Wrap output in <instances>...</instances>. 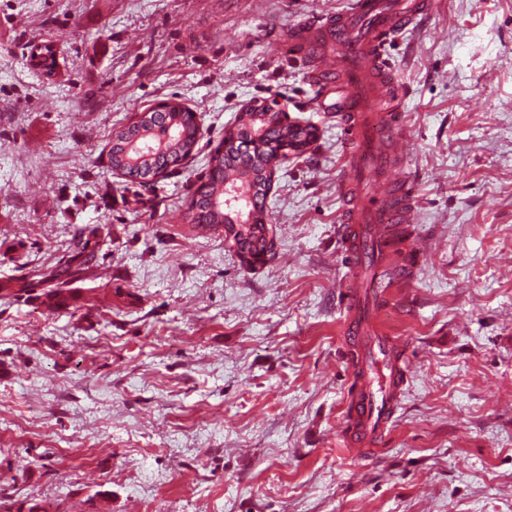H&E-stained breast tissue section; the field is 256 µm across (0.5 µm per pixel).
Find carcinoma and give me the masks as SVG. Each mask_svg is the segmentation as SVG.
Masks as SVG:
<instances>
[{
	"instance_id": "carcinoma-1",
	"label": "carcinoma",
	"mask_w": 512,
	"mask_h": 512,
	"mask_svg": "<svg viewBox=\"0 0 512 512\" xmlns=\"http://www.w3.org/2000/svg\"><path fill=\"white\" fill-rule=\"evenodd\" d=\"M248 122L242 124L237 136H229V141L243 139L253 130L262 135V146L252 147L251 152H241L229 147L224 153H216L209 159L207 181L201 184L195 197L190 201L186 219L188 223L202 228L224 230L226 224H239L242 209L253 217V223L240 224L242 233L247 238L262 242L257 251L261 256H275L276 227L266 210V180L274 171V163L279 158V151L284 147L299 149L308 145L314 138L309 127H292L279 121L277 113L249 112ZM138 136V141L128 154V160L120 161L115 154H110V162L130 181L147 177L151 172L165 173L177 163L183 162L193 152L197 137L196 121L190 112H170L159 115L150 123H142L131 129ZM165 143V150H158L160 143ZM251 188L253 193L243 202V208L225 204V191L232 187ZM95 230L80 232L75 244L71 262L39 279V283H51L53 288L43 292L52 307L68 305L67 279L77 277L85 272L86 262L72 264L84 252L91 248ZM16 477L12 476L0 484V512H37L36 501L19 500L14 495Z\"/></svg>"
}]
</instances>
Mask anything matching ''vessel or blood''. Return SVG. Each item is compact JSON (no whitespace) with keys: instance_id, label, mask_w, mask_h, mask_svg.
<instances>
[{"instance_id":"vessel-or-blood-1","label":"vessel or blood","mask_w":512,"mask_h":512,"mask_svg":"<svg viewBox=\"0 0 512 512\" xmlns=\"http://www.w3.org/2000/svg\"><path fill=\"white\" fill-rule=\"evenodd\" d=\"M426 0H349L348 7L323 21H309L294 30L291 47L318 49L317 74L321 79H341L350 88L349 96L336 110L348 130L345 187L357 192L369 173L386 160L377 150L382 137H391L403 148L399 91L395 69L386 53L398 36L426 11ZM373 71L377 87L387 88L390 105L385 121L375 120V97L365 86L366 71ZM369 207L343 213L340 235L348 257L342 294L343 333L349 350L360 351L365 333H373L378 346L354 361L347 391L346 424L343 440L352 453L372 454L381 444L395 418L404 377L402 349L386 337L380 315L399 289L412 281L410 270L376 282L374 303L364 301L366 290L360 276L366 250L395 254L400 245L383 237V224H410L414 221L411 190L404 177L388 175L377 180Z\"/></svg>"}]
</instances>
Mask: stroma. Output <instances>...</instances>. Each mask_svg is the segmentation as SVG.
Returning a JSON list of instances; mask_svg holds the SVG:
<instances>
[{
    "instance_id": "stroma-1",
    "label": "stroma",
    "mask_w": 512,
    "mask_h": 512,
    "mask_svg": "<svg viewBox=\"0 0 512 512\" xmlns=\"http://www.w3.org/2000/svg\"><path fill=\"white\" fill-rule=\"evenodd\" d=\"M347 0H0V476L65 512H512V0H433L390 47L422 256L384 328L407 381L380 453L340 433L351 380L337 232L347 132L289 31ZM196 112L195 151L132 184L135 112ZM280 157L274 258L188 224L254 106ZM96 228L77 300L10 296Z\"/></svg>"
}]
</instances>
